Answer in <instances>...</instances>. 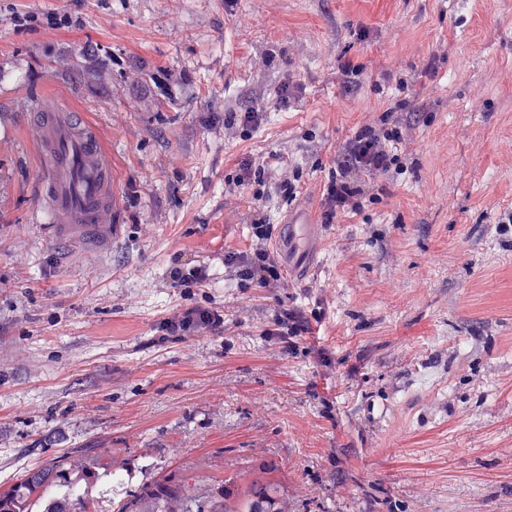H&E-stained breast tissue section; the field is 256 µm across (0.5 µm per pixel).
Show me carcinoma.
<instances>
[{"label": "carcinoma", "mask_w": 512, "mask_h": 512, "mask_svg": "<svg viewBox=\"0 0 512 512\" xmlns=\"http://www.w3.org/2000/svg\"><path fill=\"white\" fill-rule=\"evenodd\" d=\"M109 62L111 58L107 54L89 62L79 52L75 54L73 68L82 73L86 86L93 88ZM111 463L112 458L105 452L88 460L81 457L49 460L37 468L34 476L26 474L8 491L0 493V512H31L33 504L45 499L50 490L68 482L70 474H87L102 464L108 466ZM43 512H94V507L89 497L70 490L48 499ZM119 512H288V509L277 506L268 488H258L254 483L244 497H239L229 478L217 491L207 488L192 492L181 482H154L132 495Z\"/></svg>", "instance_id": "carcinoma-1"}]
</instances>
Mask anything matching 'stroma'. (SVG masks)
I'll return each instance as SVG.
<instances>
[{"label": "stroma", "instance_id": "stroma-1", "mask_svg": "<svg viewBox=\"0 0 512 512\" xmlns=\"http://www.w3.org/2000/svg\"><path fill=\"white\" fill-rule=\"evenodd\" d=\"M100 47L91 90L69 65ZM28 99L98 130L111 240L54 245ZM403 100L424 116L379 201L317 225L285 287L226 280L255 220L320 215L337 149ZM248 159L263 185H237ZM510 212L512 0H0V490L108 448L79 478L97 512L228 477L289 512H512ZM193 266L209 286H174ZM197 304L223 334L162 337ZM287 309L307 332L274 335Z\"/></svg>", "mask_w": 512, "mask_h": 512}]
</instances>
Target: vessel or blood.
<instances>
[{"label": "vessel or blood", "instance_id": "b4317fda", "mask_svg": "<svg viewBox=\"0 0 512 512\" xmlns=\"http://www.w3.org/2000/svg\"><path fill=\"white\" fill-rule=\"evenodd\" d=\"M29 136L41 160L37 212L51 224L73 225L92 239H111L114 186L112 162L97 130L60 105L34 113ZM314 224L303 210L292 212L278 241L280 257L301 264L311 248Z\"/></svg>", "mask_w": 512, "mask_h": 512}]
</instances>
